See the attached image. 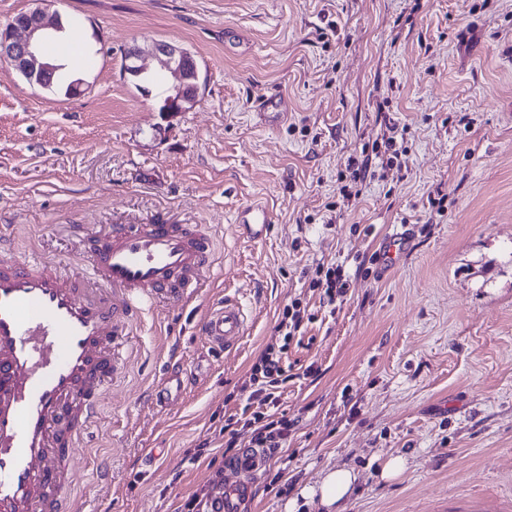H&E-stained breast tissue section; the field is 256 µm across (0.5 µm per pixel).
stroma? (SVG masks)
<instances>
[{
  "instance_id": "obj_1",
  "label": "stroma",
  "mask_w": 512,
  "mask_h": 512,
  "mask_svg": "<svg viewBox=\"0 0 512 512\" xmlns=\"http://www.w3.org/2000/svg\"><path fill=\"white\" fill-rule=\"evenodd\" d=\"M35 9L80 19L82 55L54 54L82 84L53 94L0 62L15 254L85 272L66 224L217 236L193 301L133 328L84 448L107 476L78 481L79 512H179L220 484L224 420L295 299L313 316L284 343L279 410L295 425L242 512H326L319 486L341 466L358 475L346 512H512V0H0V26ZM154 41L200 71L198 101L172 118L170 76L147 95L122 73L126 50ZM272 94L268 121L257 104ZM252 201L272 217L256 243L234 227ZM400 225L407 250L382 269ZM334 263L348 289L329 307L310 281ZM224 299L247 334L222 352L196 325ZM175 343L194 380L158 411L148 391ZM397 455L404 472L381 479Z\"/></svg>"
}]
</instances>
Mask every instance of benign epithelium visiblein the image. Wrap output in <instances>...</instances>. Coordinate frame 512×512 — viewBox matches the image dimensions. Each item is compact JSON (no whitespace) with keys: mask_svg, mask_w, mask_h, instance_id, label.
Returning a JSON list of instances; mask_svg holds the SVG:
<instances>
[{"mask_svg":"<svg viewBox=\"0 0 512 512\" xmlns=\"http://www.w3.org/2000/svg\"><path fill=\"white\" fill-rule=\"evenodd\" d=\"M60 31L59 14L49 16L43 10L35 9L25 14L22 20L0 29V60L17 69L31 84L50 85L60 67L41 63L39 59L43 57V43ZM146 55L155 58L160 69L175 80L174 94L163 100L160 111L169 116L186 111L184 92L189 82H195V89H200L199 69L189 67L190 51L166 41H155L146 48L134 44L125 52L123 74L133 77L144 73L143 57Z\"/></svg>","mask_w":512,"mask_h":512,"instance_id":"obj_1","label":"benign epithelium"}]
</instances>
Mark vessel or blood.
<instances>
[{"label": "vessel or blood", "mask_w": 512, "mask_h": 512, "mask_svg": "<svg viewBox=\"0 0 512 512\" xmlns=\"http://www.w3.org/2000/svg\"><path fill=\"white\" fill-rule=\"evenodd\" d=\"M271 222L261 205L236 217L253 240ZM73 231L91 258L90 277L35 255L13 258L0 235V512H72L70 491L86 467L79 447L121 365L123 336L158 301H187L215 260L214 237L201 224ZM198 330L209 344L233 349L245 334L244 312L225 301ZM182 374L166 366L150 390L156 405L180 392ZM266 457L264 449H243L208 512H239Z\"/></svg>", "instance_id": "b4317fda"}]
</instances>
